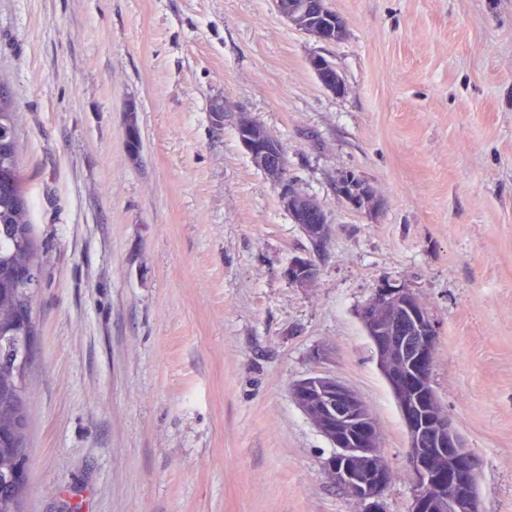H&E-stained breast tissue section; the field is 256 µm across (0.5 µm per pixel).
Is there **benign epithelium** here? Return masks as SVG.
I'll list each match as a JSON object with an SVG mask.
<instances>
[{
	"instance_id": "benign-epithelium-1",
	"label": "benign epithelium",
	"mask_w": 512,
	"mask_h": 512,
	"mask_svg": "<svg viewBox=\"0 0 512 512\" xmlns=\"http://www.w3.org/2000/svg\"><path fill=\"white\" fill-rule=\"evenodd\" d=\"M274 8L296 29L325 43L344 34L343 19L325 0H272ZM309 66L322 88L332 94L344 91V81L330 61L315 55ZM239 141L253 164L267 179L281 187L280 201L293 223L300 226L312 249H321L330 236L326 214L316 200L287 179L286 154L281 143L259 123L235 120ZM344 199L362 207L373 200L369 184L352 177L343 185ZM284 274L297 288H308L318 268L310 256L296 257ZM360 318L368 328L385 375L400 402L407 433L405 469L413 496L409 512H483L476 492L475 456L463 440L452 414L440 407L431 375L437 331L425 305L413 293L391 284L377 288L362 307ZM291 393L306 412L315 410V424L339 456L326 459L325 468L369 512H383L382 498L391 482V471L377 462L379 426L364 401L334 377L314 375L295 383ZM447 459L436 469L433 459Z\"/></svg>"
}]
</instances>
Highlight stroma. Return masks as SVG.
<instances>
[{"label":"stroma","instance_id":"obj_1","mask_svg":"<svg viewBox=\"0 0 512 512\" xmlns=\"http://www.w3.org/2000/svg\"><path fill=\"white\" fill-rule=\"evenodd\" d=\"M326 5L331 44L271 0H0L38 248L24 512H362L290 388L342 381L403 470L359 319L383 283L427 307L484 512H512V0ZM223 102L327 214L311 287L284 275L311 245ZM348 174L374 208L343 198ZM309 66L322 88L332 94L344 91V81L335 66L325 57L315 55L309 59Z\"/></svg>","mask_w":512,"mask_h":512}]
</instances>
